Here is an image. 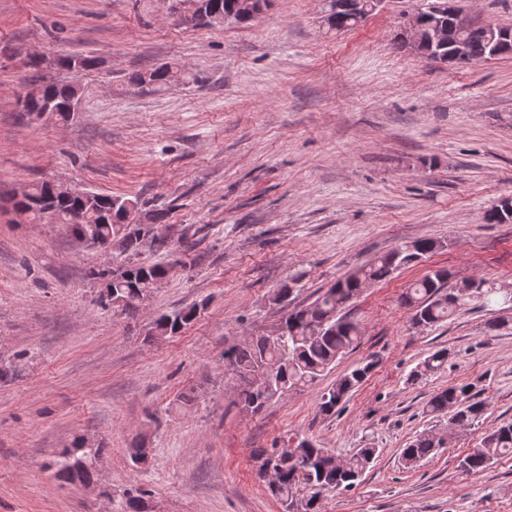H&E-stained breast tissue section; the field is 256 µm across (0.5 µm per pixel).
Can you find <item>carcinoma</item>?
I'll return each mask as SVG.
<instances>
[{
	"label": "carcinoma",
	"instance_id": "carcinoma-1",
	"mask_svg": "<svg viewBox=\"0 0 512 512\" xmlns=\"http://www.w3.org/2000/svg\"><path fill=\"white\" fill-rule=\"evenodd\" d=\"M200 4L199 10L208 13L220 11L228 20L248 23L252 16L242 8V0H188ZM359 0H338L331 4L337 9L332 15L333 26L349 30L356 26L354 11ZM505 36H498L496 50H491L489 34L482 27L464 33L472 63L485 61L493 56L512 54V27L504 26ZM428 59L440 57L444 64L453 67V47L448 43L427 45ZM54 65L62 70L79 74L94 69L98 59L91 55L71 53L58 56ZM193 76L175 64H164L153 70L130 75L129 82L140 88L158 89L176 83H188ZM78 94L72 84L51 83L42 86L39 93H28L22 102V111L39 113L49 108L57 119L66 121L71 116L70 99ZM14 206L29 211V220L39 223L47 215L61 224H67L72 234L85 240L89 246L103 244L112 239L119 242V250L132 260L115 269H98L90 273L112 289V301L118 308L132 312L149 298L176 267L177 261L150 262L137 259L149 225L139 223V201L121 195L91 193L88 203L79 197L52 196L49 184L33 185ZM489 224H512V199L506 198L486 212ZM444 247V243L421 239L397 247L377 257L358 274L339 281L306 306L296 307L288 314L286 330L275 335L259 336L245 345H233L224 351V371L231 374L240 388L242 407L253 413L266 404L283 397L288 391L313 386L320 377L331 370L336 360L356 346L360 328L343 313L362 288L371 282L387 279L401 269L415 265L424 255ZM448 272L436 269L411 283L402 294L404 304L412 307V324L418 328H432L443 324L454 313L467 305L477 295L492 300L495 288L480 282L476 288L462 281L453 288H446ZM197 315V306L181 308L160 315L152 321L147 336L151 340L173 337L191 323ZM448 354L439 350L420 363L412 377L419 378L441 369ZM375 363L367 361L354 367L336 380L331 387L321 391L318 410L323 415H334L349 394L360 387L370 376ZM430 415L448 416V434L464 425H473L482 418L485 406L464 388L451 386L434 396L426 404ZM446 439L427 432L417 435L401 451L402 461L414 466L435 456ZM102 449H87L76 438L68 448L61 449L53 459L44 463V469L55 479L67 483L90 482L95 471L87 466L77 467V461L89 458ZM378 449L360 448L345 460H336L326 449L309 439L281 448H263L257 459L260 470L271 469L276 480L269 490L283 506L284 512H319L322 495L333 491H348L357 486ZM512 455V422L486 433L481 447L465 456L460 467L466 473L487 468L501 456ZM114 512H147L143 498L125 492L114 504Z\"/></svg>",
	"mask_w": 512,
	"mask_h": 512
}]
</instances>
